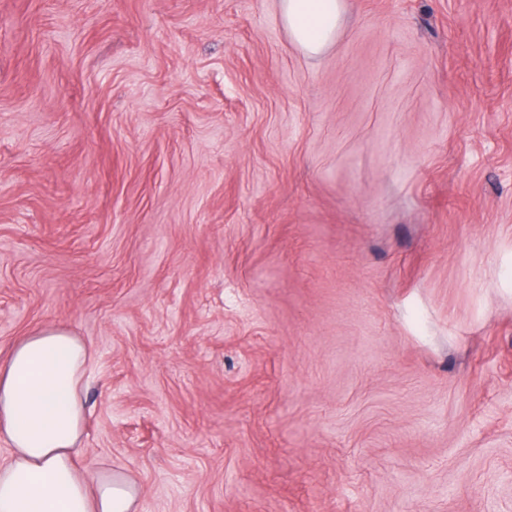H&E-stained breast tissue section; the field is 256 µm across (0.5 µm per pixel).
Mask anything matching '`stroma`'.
Listing matches in <instances>:
<instances>
[{"mask_svg":"<svg viewBox=\"0 0 512 512\" xmlns=\"http://www.w3.org/2000/svg\"><path fill=\"white\" fill-rule=\"evenodd\" d=\"M277 5L0 0V360L140 512H512V0ZM292 41L305 53H321L336 38L345 0H279Z\"/></svg>","mask_w":512,"mask_h":512,"instance_id":"obj_1","label":"stroma"}]
</instances>
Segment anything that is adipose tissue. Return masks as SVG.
Masks as SVG:
<instances>
[{
	"instance_id": "1",
	"label": "adipose tissue",
	"mask_w": 512,
	"mask_h": 512,
	"mask_svg": "<svg viewBox=\"0 0 512 512\" xmlns=\"http://www.w3.org/2000/svg\"><path fill=\"white\" fill-rule=\"evenodd\" d=\"M292 41L321 53L336 37L346 0H279ZM91 355L69 330L28 333L0 364V512H139L140 488L124 473L78 470Z\"/></svg>"
}]
</instances>
